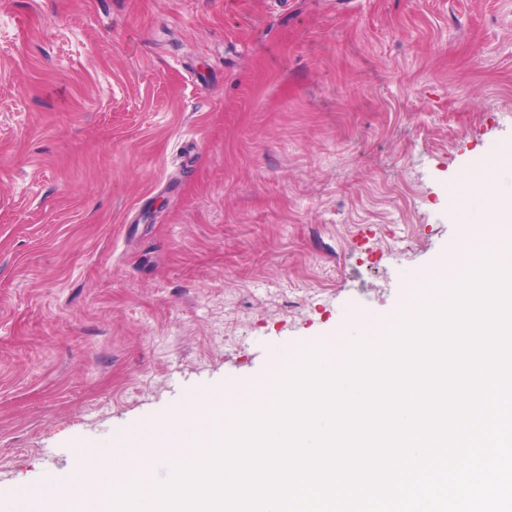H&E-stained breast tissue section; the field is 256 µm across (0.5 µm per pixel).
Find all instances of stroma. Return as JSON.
<instances>
[{"mask_svg": "<svg viewBox=\"0 0 512 512\" xmlns=\"http://www.w3.org/2000/svg\"><path fill=\"white\" fill-rule=\"evenodd\" d=\"M512 153V0H0V512L384 326Z\"/></svg>", "mask_w": 512, "mask_h": 512, "instance_id": "35a3bbf8", "label": "stroma"}]
</instances>
